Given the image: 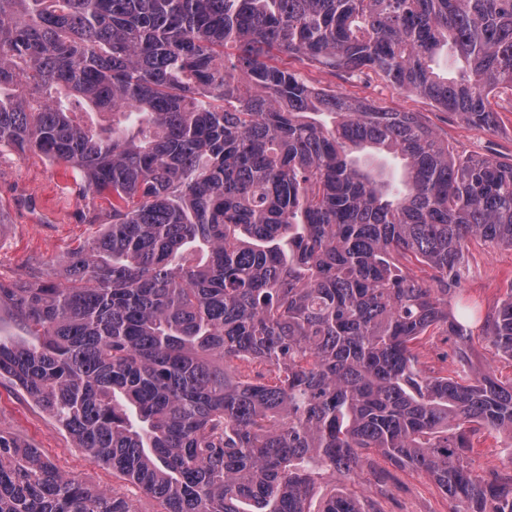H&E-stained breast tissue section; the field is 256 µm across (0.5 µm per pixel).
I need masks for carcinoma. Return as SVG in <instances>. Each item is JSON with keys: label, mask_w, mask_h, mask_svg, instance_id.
<instances>
[{"label": "carcinoma", "mask_w": 512, "mask_h": 512, "mask_svg": "<svg viewBox=\"0 0 512 512\" xmlns=\"http://www.w3.org/2000/svg\"><path fill=\"white\" fill-rule=\"evenodd\" d=\"M371 71L468 125L512 92V0H0V145L110 202L61 281L0 282V377L161 512H308L381 453L452 512H512L464 463L512 378L448 310L469 239L512 247V159L269 63ZM451 54L460 78L435 68ZM404 161L401 187L361 166ZM429 271L417 277L414 265ZM455 366L425 370L432 328ZM482 330L512 361V293ZM0 512H135L0 434ZM321 512H375L343 485Z\"/></svg>", "instance_id": "cac0c4a2"}]
</instances>
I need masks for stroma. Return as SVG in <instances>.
<instances>
[{
    "instance_id": "obj_1",
    "label": "stroma",
    "mask_w": 512,
    "mask_h": 512,
    "mask_svg": "<svg viewBox=\"0 0 512 512\" xmlns=\"http://www.w3.org/2000/svg\"><path fill=\"white\" fill-rule=\"evenodd\" d=\"M309 76L323 87L368 98L388 110L423 113L456 155L512 156L510 95L500 98L498 126L490 131L468 125L370 71L351 76L321 69L310 71ZM80 184V174L62 164L33 151L20 153L0 146V281L12 282L28 273L61 279L66 256L102 232L103 202L95 194H80ZM511 293L512 249L472 239L455 304L470 314L475 331L470 351L473 364L504 378H512V362L498 354L480 327L485 315ZM0 434L40 449L63 473L85 484L117 489L135 512H159L154 498L111 467L93 463L50 414L1 378ZM468 466L480 480L512 475V440L503 434L488 435L470 454ZM349 487L375 501L380 512H451L453 508L447 495L424 474L394 468L378 454L363 463Z\"/></svg>"
}]
</instances>
